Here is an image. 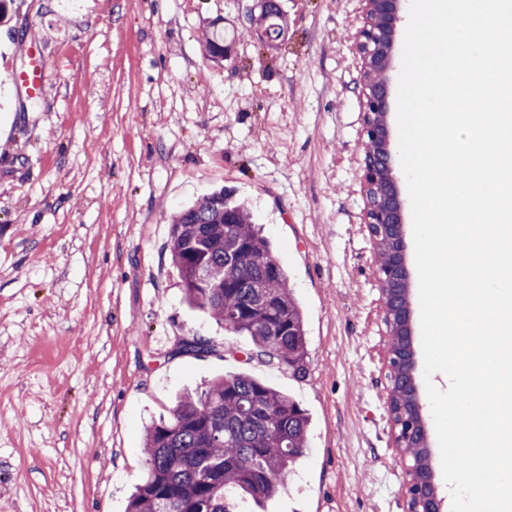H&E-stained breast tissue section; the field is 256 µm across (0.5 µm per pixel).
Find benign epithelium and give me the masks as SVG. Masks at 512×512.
Instances as JSON below:
<instances>
[{
  "mask_svg": "<svg viewBox=\"0 0 512 512\" xmlns=\"http://www.w3.org/2000/svg\"><path fill=\"white\" fill-rule=\"evenodd\" d=\"M360 2L363 20L354 37V51L364 79L360 168L363 223L373 250L384 242L390 247L389 261L378 267L379 316L387 337L384 361L387 374L397 370L405 376L402 387L389 384L386 409L395 449L405 465L406 512H443L444 501L433 476L418 475L421 466L430 465L429 443L414 375L411 280L404 240L406 202L393 174L388 120L395 38L409 0Z\"/></svg>",
  "mask_w": 512,
  "mask_h": 512,
  "instance_id": "benign-epithelium-1",
  "label": "benign epithelium"
}]
</instances>
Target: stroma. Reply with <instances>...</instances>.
<instances>
[{
    "instance_id": "1",
    "label": "stroma",
    "mask_w": 512,
    "mask_h": 512,
    "mask_svg": "<svg viewBox=\"0 0 512 512\" xmlns=\"http://www.w3.org/2000/svg\"><path fill=\"white\" fill-rule=\"evenodd\" d=\"M8 0L0 20V512H128L147 427L247 373L309 415L244 512H404L362 223L359 0ZM224 29L229 59L205 49ZM42 69L29 100L14 74ZM249 203L304 317V377L183 299L169 217ZM184 338L208 352L182 355Z\"/></svg>"
}]
</instances>
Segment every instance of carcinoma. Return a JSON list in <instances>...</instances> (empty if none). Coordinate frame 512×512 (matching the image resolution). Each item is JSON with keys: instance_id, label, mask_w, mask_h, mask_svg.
I'll list each match as a JSON object with an SVG mask.
<instances>
[{"instance_id": "cac0c4a2", "label": "carcinoma", "mask_w": 512, "mask_h": 512, "mask_svg": "<svg viewBox=\"0 0 512 512\" xmlns=\"http://www.w3.org/2000/svg\"><path fill=\"white\" fill-rule=\"evenodd\" d=\"M170 224L186 300L304 375L302 312L247 207L220 189ZM309 428L305 410L273 386L247 374L216 379L146 430V470L129 512H237L243 499H269L308 447Z\"/></svg>"}]
</instances>
